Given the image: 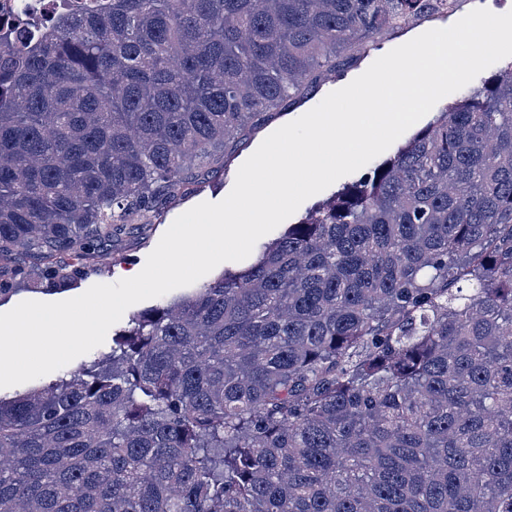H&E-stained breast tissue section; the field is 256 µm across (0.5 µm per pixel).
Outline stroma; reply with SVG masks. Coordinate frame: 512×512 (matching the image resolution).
<instances>
[{
    "instance_id": "1",
    "label": "stroma",
    "mask_w": 512,
    "mask_h": 512,
    "mask_svg": "<svg viewBox=\"0 0 512 512\" xmlns=\"http://www.w3.org/2000/svg\"><path fill=\"white\" fill-rule=\"evenodd\" d=\"M486 7L491 12L503 14L512 11V0H464L452 14L430 21L408 24L398 33L376 40L374 48L365 56L343 62L334 75L314 85L308 93L293 101L283 103L269 118L240 141L222 162L206 165L192 175L190 195L173 200L164 212L149 224H130L118 237L108 243L105 258L91 264L86 275L68 288L46 290L28 284L20 285L9 296L0 298V312H6L26 300L57 302L76 297L95 284L118 281L119 273L131 267H143L164 232L182 213L195 205L223 200L232 190L236 174L243 162L254 153L262 141L279 127L295 120L317 106L327 94L349 84L361 75L377 58L419 34L434 28L452 25L472 9Z\"/></svg>"
}]
</instances>
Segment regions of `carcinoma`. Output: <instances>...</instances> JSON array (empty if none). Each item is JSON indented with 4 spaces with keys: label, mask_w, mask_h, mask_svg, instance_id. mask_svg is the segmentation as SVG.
I'll return each instance as SVG.
<instances>
[{
    "label": "carcinoma",
    "mask_w": 512,
    "mask_h": 512,
    "mask_svg": "<svg viewBox=\"0 0 512 512\" xmlns=\"http://www.w3.org/2000/svg\"><path fill=\"white\" fill-rule=\"evenodd\" d=\"M62 2L0 27V296L75 281L336 60L464 0ZM1 457L0 512H512V63L250 267L0 400Z\"/></svg>",
    "instance_id": "obj_1"
}]
</instances>
